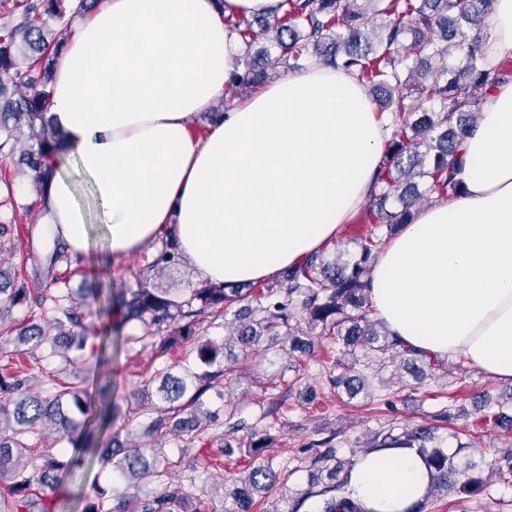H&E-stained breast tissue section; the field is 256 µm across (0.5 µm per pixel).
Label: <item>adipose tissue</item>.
Wrapping results in <instances>:
<instances>
[{"label":"adipose tissue","mask_w":512,"mask_h":512,"mask_svg":"<svg viewBox=\"0 0 512 512\" xmlns=\"http://www.w3.org/2000/svg\"><path fill=\"white\" fill-rule=\"evenodd\" d=\"M280 0H100L60 58L49 119L79 176H43L47 236L84 256L91 224L112 258L170 236L202 278L256 283L336 239L369 197L389 131L350 73L316 64L193 123L242 72L237 16ZM487 62L512 58V0H495ZM463 195L421 210L370 275L372 305L413 347L512 385V82L484 98L462 143ZM411 451L356 457L352 498L407 512L427 484Z\"/></svg>","instance_id":"ef3b65f1"}]
</instances>
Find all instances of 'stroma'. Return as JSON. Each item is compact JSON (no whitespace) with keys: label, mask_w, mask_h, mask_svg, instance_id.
Masks as SVG:
<instances>
[{"label":"stroma","mask_w":512,"mask_h":512,"mask_svg":"<svg viewBox=\"0 0 512 512\" xmlns=\"http://www.w3.org/2000/svg\"><path fill=\"white\" fill-rule=\"evenodd\" d=\"M27 167L20 155L0 161V225H6L5 251L0 254V269L5 270L15 284H34L43 272V256L53 242L44 235L47 215L41 197L26 174ZM102 246L92 240L82 262L59 266L58 272L78 295L83 312L80 333L84 338L82 350L75 352L72 365L48 357L45 351L29 353L17 349L14 339L18 330L33 319L28 307L0 308V370L8 369L26 378L29 385L43 390L48 376L84 383L101 372H111L113 397L126 404L140 393L145 380L163 363L178 361V352L157 356L152 347L126 346L113 352L111 361H104L102 346L117 336H137L141 330L136 323H122L119 312L102 314L100 305L89 296V289L101 286L121 293L136 287L146 272L157 248L149 246L143 252L100 266L96 256ZM241 374L239 382L229 392L235 410L234 419L246 425L256 423L262 404L268 403L265 383H290L278 416L272 420L269 433L272 445L267 453L276 463L288 464L294 470L287 477L290 491L308 487V468L316 451L313 441L333 437L337 455L352 459L366 446L370 435L381 427L430 423L432 415L450 407L453 421L444 424L438 434L445 447L459 451L460 459L485 461L500 459L502 452L512 450V432L492 424H479L481 413L497 411L502 399L512 396V386L502 384L470 369L467 376L457 371V359L445 358L444 366L435 377L415 383L410 377H397L395 367H388L382 376L384 390L376 397L365 394L348 396L331 388L327 378L336 356L332 339L322 338L313 355H285L269 351L262 362H254L239 345H229ZM233 419V420H234ZM231 422V421H230ZM230 422L218 418L194 442H186L176 432L165 438L172 462L173 480L191 483L197 500L214 496L213 484L224 476H239L246 462L239 456H225L224 443L234 440ZM110 467L99 463L84 466L75 476L60 475L57 480L41 485L40 494L49 512H81L84 500L94 498L99 487L107 485ZM426 512H512V484L492 479L481 495L468 496L449 493L433 498Z\"/></svg>","instance_id":"35a3bbf8"}]
</instances>
